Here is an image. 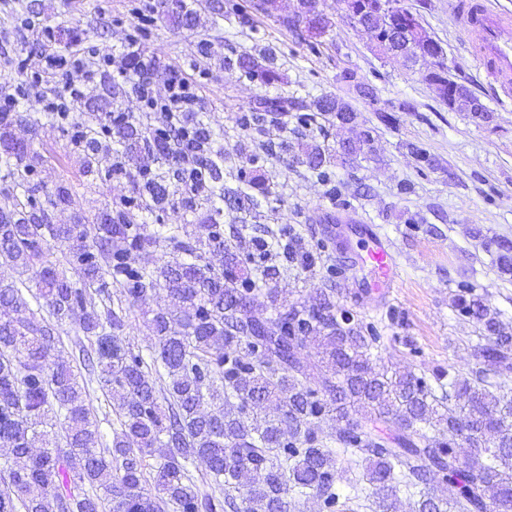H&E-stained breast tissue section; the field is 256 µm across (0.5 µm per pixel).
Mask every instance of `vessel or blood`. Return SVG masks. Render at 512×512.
I'll return each mask as SVG.
<instances>
[{
	"mask_svg": "<svg viewBox=\"0 0 512 512\" xmlns=\"http://www.w3.org/2000/svg\"><path fill=\"white\" fill-rule=\"evenodd\" d=\"M457 13L464 30L473 35L471 58L484 72L498 102L512 100V13L491 0H459ZM355 231L361 252L358 260L370 274L373 291L395 288L401 267L390 240L376 225L360 224Z\"/></svg>",
	"mask_w": 512,
	"mask_h": 512,
	"instance_id": "vessel-or-blood-1",
	"label": "vessel or blood"
}]
</instances>
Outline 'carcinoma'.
Wrapping results in <instances>:
<instances>
[{"mask_svg": "<svg viewBox=\"0 0 512 512\" xmlns=\"http://www.w3.org/2000/svg\"><path fill=\"white\" fill-rule=\"evenodd\" d=\"M265 2L250 12L231 8L224 18L255 31L262 13L315 48L297 31L298 21L276 13V0ZM343 3L348 13L383 26L378 52L398 50L413 61L442 57L423 80L449 110L470 112L468 99L450 94L457 80L418 12L396 6L384 15L385 0ZM167 13L182 28L195 24L182 4ZM309 24L316 37L331 35L320 0ZM225 61L262 88L281 80L267 56L242 52ZM298 105L280 94L259 95L240 125L250 129ZM313 105L293 132L319 115L339 123L355 118L337 97L321 96ZM49 116L89 172L112 142L118 148L106 177H131L123 158L142 150L159 166L132 177L131 195L96 222L55 224L38 197L41 157L12 134L19 124L35 137L37 125L24 112L0 113V150L11 179L0 204V265L32 273L29 286L0 278V447L8 476L0 512H303L309 503L320 512H512V327L474 288L462 287L454 300L480 330L471 345L473 381L445 368L389 376L372 358L378 328L337 304L336 289H323L311 305L285 308V271L272 263V250L305 269L313 260L295 233L248 225L259 198L272 194L256 175L257 155L245 157L231 186L213 131L201 120L187 124L183 112L171 113L164 137L126 118L114 122L110 112L94 130L69 112ZM299 147L293 160L337 193L325 150ZM181 189L183 208L210 205L201 223L150 232L135 222L138 212L174 204ZM219 201L242 213L241 229L251 230L262 250L244 258L228 251ZM161 238L186 259L150 273L138 257ZM203 241L218 264L202 262L196 243ZM54 243L63 265L48 259ZM495 247L499 270L512 275V243ZM159 293L167 307L155 311L150 301ZM259 300L272 314L264 321L252 315ZM136 312L154 340L147 358L123 336ZM67 321L83 333L87 358H96L112 406L109 443L57 331ZM308 344L318 350L312 363L298 355ZM361 411L391 422L395 434L368 430L357 418ZM329 415L338 427L320 436L315 425ZM423 424L450 437H431ZM461 435L470 448L463 457L455 442ZM338 447L348 455L345 466ZM198 461L200 473L193 470Z\"/></svg>", "mask_w": 512, "mask_h": 512, "instance_id": "obj_1", "label": "carcinoma"}]
</instances>
